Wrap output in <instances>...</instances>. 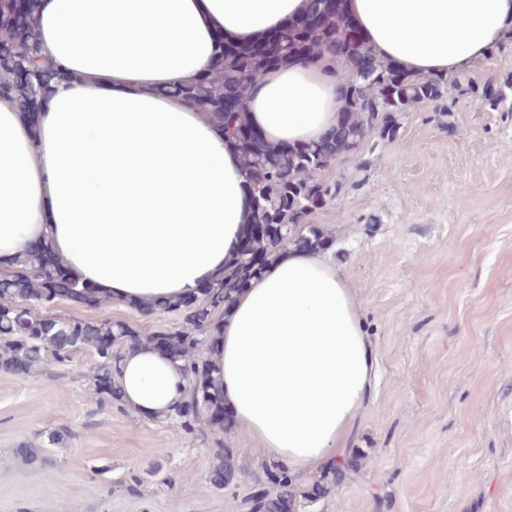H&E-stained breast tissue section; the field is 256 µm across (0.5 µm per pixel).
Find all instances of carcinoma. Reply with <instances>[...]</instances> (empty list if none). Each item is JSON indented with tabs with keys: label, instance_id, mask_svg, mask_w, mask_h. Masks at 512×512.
Instances as JSON below:
<instances>
[{
	"label": "carcinoma",
	"instance_id": "cac0c4a2",
	"mask_svg": "<svg viewBox=\"0 0 512 512\" xmlns=\"http://www.w3.org/2000/svg\"><path fill=\"white\" fill-rule=\"evenodd\" d=\"M319 21L297 22L285 36V61H320L332 58L339 64L340 86L347 105L336 127V146L323 142L285 151L261 145L238 147L250 186L255 191L252 223L269 224L271 229L253 238L249 247L224 275V280L205 289L200 301L175 300L166 309L180 314V325L164 332L141 333L124 322H90L48 314L59 303L57 279L64 276L69 299L85 301L83 287L65 274L41 249L23 254L17 265L0 276V369L49 371L71 362L77 353L92 356L93 390L100 401L116 400L115 376L122 352L129 345L157 344L160 336L176 341L173 356L184 362L188 378L187 397L179 402L169 420L188 435H196L215 448L210 481L217 487L232 483L237 472L233 454L219 438L210 439L204 425L216 422L222 401L211 375L208 339L217 332L216 314L228 309L239 283L256 277L262 267L254 259H270L288 246L320 249L331 237L307 217L338 195L339 184L318 178L336 158L357 148L373 129L387 138L396 136L397 115L432 104H448V87H463V77H420L395 72L389 62L370 52L357 29L351 27L343 0H314ZM7 6L0 5V52H5L28 69L36 70L37 82L17 91L24 106L37 97L47 73L35 33L19 39L11 27ZM266 72L265 59L245 47L227 45L224 63L201 85H185L177 93L192 100L205 116L224 124L231 136L248 128L245 110L253 88ZM264 512H305L315 498L300 488L288 472L270 490L258 492Z\"/></svg>",
	"mask_w": 512,
	"mask_h": 512
}]
</instances>
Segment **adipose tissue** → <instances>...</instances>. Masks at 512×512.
Listing matches in <instances>:
<instances>
[{
  "mask_svg": "<svg viewBox=\"0 0 512 512\" xmlns=\"http://www.w3.org/2000/svg\"><path fill=\"white\" fill-rule=\"evenodd\" d=\"M378 57L421 75L470 68L512 34V0H343ZM309 0H38L55 71L47 111L0 100V269L40 246L89 291L132 306L198 298L242 249L253 191L237 146L176 87L205 79L228 42L305 16ZM336 64L270 69L248 124L264 144H312L344 108ZM224 408L297 472L340 466L378 379V350L330 254L289 247L240 289L209 343ZM123 403L165 418L181 362L127 350Z\"/></svg>",
  "mask_w": 512,
  "mask_h": 512,
  "instance_id": "1",
  "label": "adipose tissue"
}]
</instances>
